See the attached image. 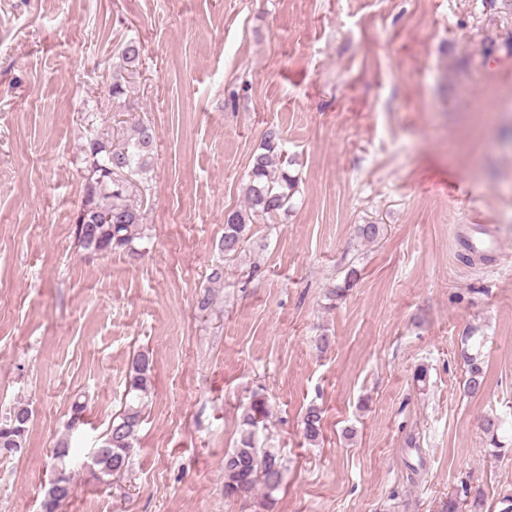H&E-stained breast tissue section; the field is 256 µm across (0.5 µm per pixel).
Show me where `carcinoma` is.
Returning a JSON list of instances; mask_svg holds the SVG:
<instances>
[{"label": "carcinoma", "mask_w": 512, "mask_h": 512, "mask_svg": "<svg viewBox=\"0 0 512 512\" xmlns=\"http://www.w3.org/2000/svg\"><path fill=\"white\" fill-rule=\"evenodd\" d=\"M142 47L129 39L118 51L113 66L112 98L122 100L132 93L123 72L139 64ZM282 132L271 125L264 134L260 151L253 154L245 187L246 206L233 210L224 219V235L215 244L218 260L211 268L209 281H224V263L239 258L250 239L251 226L272 224L293 206L299 192V178L290 171L292 160L283 156ZM157 135L148 120L133 117L119 126L116 136L105 139L90 134L83 145V198L74 214L72 234L77 247L91 256L119 255L136 259L143 254L139 241L146 238L148 214L152 208L150 173L153 170ZM467 364L464 390L476 395L484 389L485 374L478 357L463 354ZM153 360L146 352L133 356L126 377L125 401L119 413L90 455V469L96 478L112 481L128 469L138 433L144 421L145 398L152 386ZM271 404L263 388L252 391L238 417V438L224 457V496L251 500L260 509L270 507L281 489L286 462L278 450L260 444L266 430ZM32 421L29 406L17 403L0 415V453L10 456L22 452ZM304 439L310 445L320 442L323 430L322 409L309 404L300 420ZM503 420L496 415L484 418L482 429L493 451L499 452L498 432ZM72 448L66 438L50 450L52 478L42 502L44 512H61L62 504L73 491L70 470ZM484 499L471 487H462V496L448 500L444 512H483Z\"/></svg>", "instance_id": "carcinoma-1"}]
</instances>
